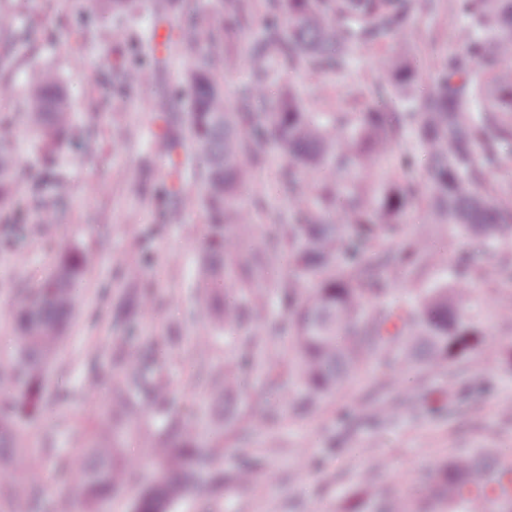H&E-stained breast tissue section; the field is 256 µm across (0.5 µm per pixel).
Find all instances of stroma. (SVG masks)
Instances as JSON below:
<instances>
[{
    "label": "stroma",
    "instance_id": "1",
    "mask_svg": "<svg viewBox=\"0 0 512 512\" xmlns=\"http://www.w3.org/2000/svg\"><path fill=\"white\" fill-rule=\"evenodd\" d=\"M0 12L16 17L10 38L0 42V63H9L13 83L12 93L0 98V144L17 159L7 179L10 195L0 205V362L14 356L15 312L28 292L69 249L84 257L74 317L43 384L48 407L17 416L24 450L47 456L44 492L28 505L0 498V512H52L62 493L74 491L78 479L69 463L95 441L93 426L111 402L108 381L148 363L170 384L168 411L155 413L143 401L123 419L112 444L131 468L121 491L100 508L133 512L157 475L152 450L165 436L169 415L208 420L210 379L227 360L242 358L250 333L281 354L272 367L246 370L243 399L224 428L225 474L246 472L252 480L227 485L216 496L191 494L172 512H374L382 499L414 496L452 456L479 448L512 450V415L502 410L512 403V372L500 361L512 346V323L493 315L507 289L476 292L480 368L453 378L401 372L381 360L313 410L284 403L281 390L290 379L281 342L288 332L286 305L271 296L265 318L246 332L209 333L198 288L204 218L189 212L181 223L168 220L171 162L157 147L159 124L147 96L126 90V110L112 108L118 71L148 56L153 28L163 22L175 29L179 20L158 21L149 0H132L128 37L116 43L111 20L92 0H0ZM467 22L458 10L443 8L418 20L417 36L399 34L395 43L412 46L426 83L433 56L460 51L458 32ZM385 55L382 46L356 55L338 77L285 67L279 75L308 111L351 112ZM45 67L59 73L74 112L68 146L52 155L25 116V90ZM285 167L270 156L253 207L288 206L280 181ZM48 206L57 211V223H42ZM461 260L494 272L499 252L457 239L440 246L433 278L448 280ZM134 261L142 267L135 283L124 273ZM132 291L151 307L136 314L120 344L113 314ZM203 336L210 340L205 349L195 345ZM387 403L392 410L381 415Z\"/></svg>",
    "mask_w": 512,
    "mask_h": 512
}]
</instances>
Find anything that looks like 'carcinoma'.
Wrapping results in <instances>:
<instances>
[{
	"mask_svg": "<svg viewBox=\"0 0 512 512\" xmlns=\"http://www.w3.org/2000/svg\"><path fill=\"white\" fill-rule=\"evenodd\" d=\"M152 2L156 15L185 20L167 44L195 59L185 86L157 93L150 104L176 179L171 193L179 207L169 218L176 221L193 208L205 216L200 287L212 330L232 332L262 319L275 291L297 297L290 330L297 400L304 407L320 405L367 359L390 354L405 367L436 372L472 363L482 333L465 283L487 275L468 271L453 282H425L437 257L432 240L440 224L474 243L512 250V182L490 178L512 169V0H455L469 16L459 34L462 52L439 61L432 84L417 98L410 95L414 64L392 57L356 112H308L286 85L272 99L270 61L281 58L312 74L343 70L359 50L384 43L397 30L416 31V17L438 12L444 0H214L211 9L199 0ZM238 32L252 38L245 57L232 44ZM242 63L255 80L232 110L218 78ZM119 79L124 87L152 84L143 62ZM182 95L186 111H169ZM27 103L43 148L63 149L72 113L56 71L41 70ZM410 124L425 178L407 184L392 171L374 180ZM182 125L195 146L183 155L175 133ZM269 145L288 159L284 178L294 215L285 224L271 213L260 226L240 196L255 188ZM15 164L0 146V202ZM413 206L422 211L420 227L401 259L390 240ZM82 271L79 252H69L18 312L16 355L0 366V382L23 383L27 390L0 393V464L19 473L25 486H1L0 497H34L42 490L44 461L19 451L18 398L38 406L49 358L75 310ZM407 276L421 285L413 300L369 304L389 280ZM211 281L224 282L225 290L209 289ZM135 311L134 301L123 302L113 325L125 326ZM247 365L243 360L225 368L218 381L214 417L221 425L224 404L238 395ZM167 390L166 380L146 363L132 367L113 388L112 406L96 425L99 443L71 461L87 506L108 500L125 481L127 465L112 448V430L139 396L163 405ZM223 447L224 436L200 444L196 423L171 419L167 437L154 449L159 480L135 512H170L185 495L219 487L224 472L216 461ZM425 498L437 507L420 512H512V458L483 448L450 459L437 469Z\"/></svg>",
	"mask_w": 512,
	"mask_h": 512,
	"instance_id": "cac0c4a2",
	"label": "carcinoma"
}]
</instances>
